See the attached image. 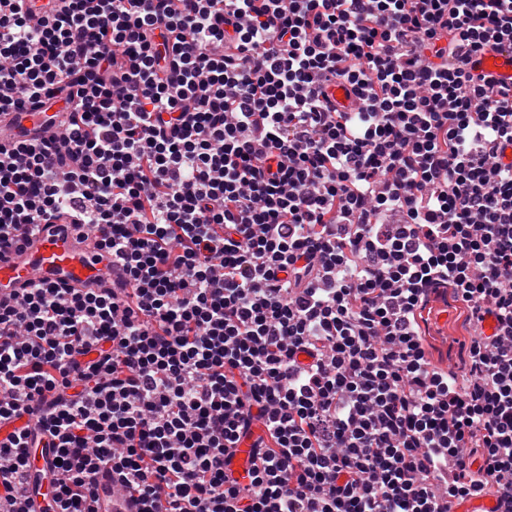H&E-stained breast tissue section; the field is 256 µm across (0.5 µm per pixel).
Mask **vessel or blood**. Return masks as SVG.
I'll return each mask as SVG.
<instances>
[{"label":"vessel or blood","instance_id":"obj_1","mask_svg":"<svg viewBox=\"0 0 512 512\" xmlns=\"http://www.w3.org/2000/svg\"><path fill=\"white\" fill-rule=\"evenodd\" d=\"M480 69L496 78L512 79V52H491L482 57ZM45 112H23L18 122L6 123L0 118V127L7 136L16 137L22 130H32L48 120ZM94 252L79 239L70 224H43L21 252L0 256V301L20 296L23 288L38 280L60 288H78L94 282L111 287L117 273L110 265L95 262ZM27 479L23 504L26 512H53L56 487L52 483L57 474L56 452L51 448L30 449L27 460ZM95 512H139L138 505L112 493L110 478L98 479V491L93 503Z\"/></svg>","mask_w":512,"mask_h":512}]
</instances>
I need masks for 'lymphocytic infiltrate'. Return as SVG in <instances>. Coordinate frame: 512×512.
I'll use <instances>...</instances> for the list:
<instances>
[{
  "instance_id": "f902f5d3",
  "label": "lymphocytic infiltrate",
  "mask_w": 512,
  "mask_h": 512,
  "mask_svg": "<svg viewBox=\"0 0 512 512\" xmlns=\"http://www.w3.org/2000/svg\"><path fill=\"white\" fill-rule=\"evenodd\" d=\"M506 44L512 0H0V115L64 104L0 142V253L63 221L118 274L0 302V512L38 437L55 512L105 466L142 512H512ZM480 70L494 75L497 79H512V52H491L481 57ZM429 307V315L427 309L423 312L427 322L421 325L432 346L435 362L448 368L462 366L465 355L463 343L467 342L469 337L468 325L462 310L448 294L433 299Z\"/></svg>"
}]
</instances>
